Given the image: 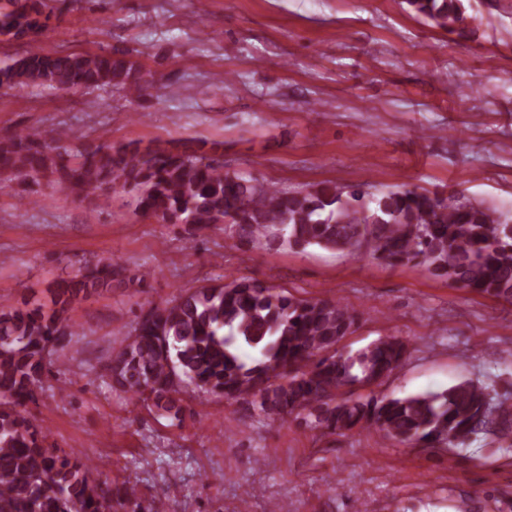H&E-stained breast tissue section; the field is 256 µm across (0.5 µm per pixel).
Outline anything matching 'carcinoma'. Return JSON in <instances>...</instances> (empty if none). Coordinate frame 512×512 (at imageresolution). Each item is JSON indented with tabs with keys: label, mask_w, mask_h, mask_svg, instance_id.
<instances>
[{
	"label": "carcinoma",
	"mask_w": 512,
	"mask_h": 512,
	"mask_svg": "<svg viewBox=\"0 0 512 512\" xmlns=\"http://www.w3.org/2000/svg\"><path fill=\"white\" fill-rule=\"evenodd\" d=\"M415 16L459 36L470 16L463 0H403ZM44 0H0V35L18 40L48 26ZM58 90L122 85L142 98L149 85L133 64L108 52L46 53L29 49L0 68V86ZM62 132L16 130L0 138V184L51 176L78 197L134 191L145 215L197 230L217 224L246 242L286 243L368 253L389 264L415 261L448 283L512 304V211L426 189L371 192L332 182L286 191L224 171L204 155L158 146L139 152L99 145L64 160ZM112 265L61 279L53 309L0 307V512H112V491L93 479L92 464L56 454L21 410L36 401L47 368L61 360L62 336L74 335L71 304L112 288ZM357 315L339 300L309 301L247 278L202 287L153 307L113 349L112 385L150 410L182 413L181 384L258 407L270 420L299 421L327 435L373 427L410 447L450 448L512 431V405L492 389L461 381L405 397L366 399L345 392L374 385L404 360L396 337L354 352L339 342ZM241 343L256 352L246 360Z\"/></svg>",
	"instance_id": "cac0c4a2"
}]
</instances>
